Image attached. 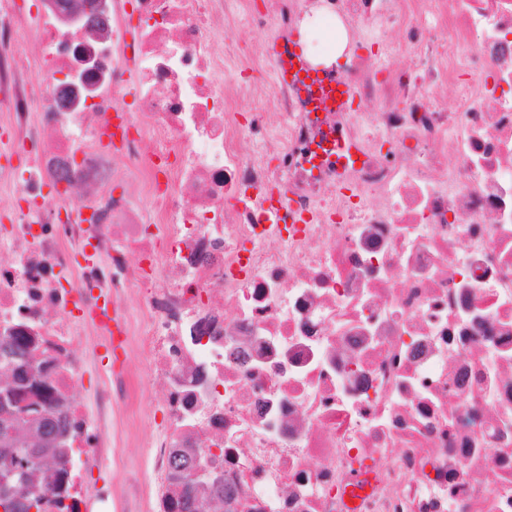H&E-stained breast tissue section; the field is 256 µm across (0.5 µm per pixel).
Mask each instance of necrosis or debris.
Segmentation results:
<instances>
[{"mask_svg":"<svg viewBox=\"0 0 512 512\" xmlns=\"http://www.w3.org/2000/svg\"><path fill=\"white\" fill-rule=\"evenodd\" d=\"M108 5L0 0V337L66 405L42 512H128L139 488L103 486L127 438L157 512L174 448L231 512H512V0H289L283 32L312 10L347 46L396 30L415 61L349 57L347 112L272 86L273 127L225 109L226 0ZM127 292L117 344L144 369L86 388ZM326 155L327 158L336 164H340L344 161L345 165L348 164L349 160H353L352 148H348L343 140L336 135V129L330 128L326 132Z\"/></svg>","mask_w":512,"mask_h":512,"instance_id":"1","label":"necrosis or debris"}]
</instances>
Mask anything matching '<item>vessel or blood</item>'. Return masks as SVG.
I'll list each match as a JSON object with an SVG mask.
<instances>
[{"label": "vessel or blood", "instance_id": "vessel-or-blood-1", "mask_svg": "<svg viewBox=\"0 0 512 512\" xmlns=\"http://www.w3.org/2000/svg\"><path fill=\"white\" fill-rule=\"evenodd\" d=\"M274 77L276 83L293 86L307 94L316 106L336 112L352 105L354 90L352 84L341 73L311 65L299 40L284 41L274 51ZM326 155L329 160L339 163L352 160L353 153L335 129L326 132Z\"/></svg>", "mask_w": 512, "mask_h": 512}]
</instances>
